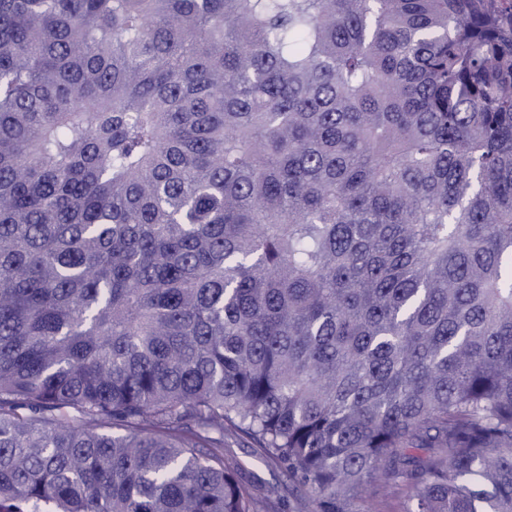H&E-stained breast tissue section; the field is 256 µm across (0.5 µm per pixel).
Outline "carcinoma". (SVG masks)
Segmentation results:
<instances>
[{
    "label": "carcinoma",
    "mask_w": 512,
    "mask_h": 512,
    "mask_svg": "<svg viewBox=\"0 0 512 512\" xmlns=\"http://www.w3.org/2000/svg\"><path fill=\"white\" fill-rule=\"evenodd\" d=\"M512 512V0H0V512ZM258 458V448L251 441L234 433L224 434V460L239 464L241 480L255 497L261 499L275 487L280 498L279 512H311L310 493H297L281 469L261 463ZM364 507H368V512H399L400 497L397 490L387 494L377 485H371L366 492V503Z\"/></svg>",
    "instance_id": "carcinoma-1"
}]
</instances>
